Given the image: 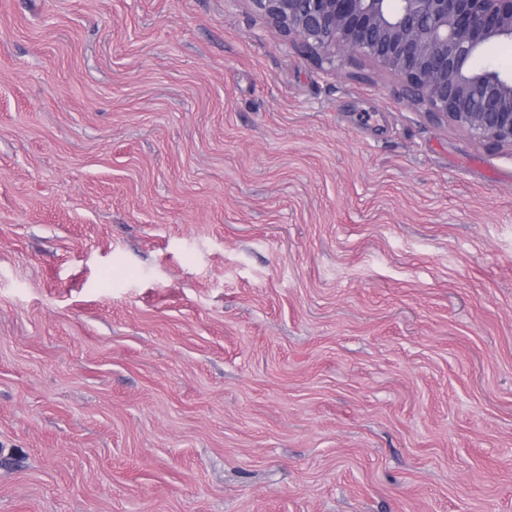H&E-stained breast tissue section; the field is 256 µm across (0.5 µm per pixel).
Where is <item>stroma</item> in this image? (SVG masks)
<instances>
[{
	"instance_id": "obj_1",
	"label": "stroma",
	"mask_w": 512,
	"mask_h": 512,
	"mask_svg": "<svg viewBox=\"0 0 512 512\" xmlns=\"http://www.w3.org/2000/svg\"><path fill=\"white\" fill-rule=\"evenodd\" d=\"M0 512H512V153L250 0H0Z\"/></svg>"
}]
</instances>
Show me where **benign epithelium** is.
<instances>
[{
    "label": "benign epithelium",
    "instance_id": "1",
    "mask_svg": "<svg viewBox=\"0 0 512 512\" xmlns=\"http://www.w3.org/2000/svg\"><path fill=\"white\" fill-rule=\"evenodd\" d=\"M321 67L362 56L438 124L512 150V75L484 48L512 40V0H250Z\"/></svg>",
    "mask_w": 512,
    "mask_h": 512
}]
</instances>
